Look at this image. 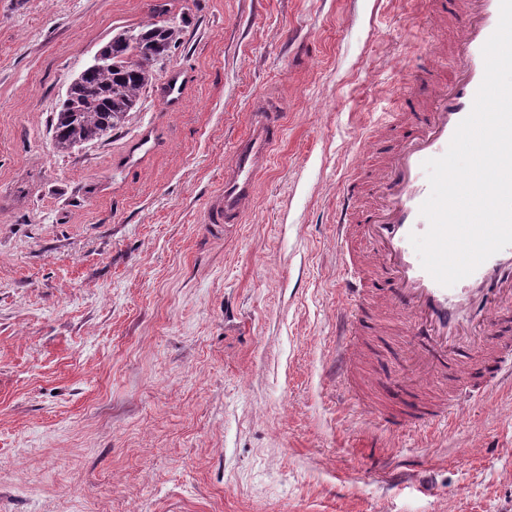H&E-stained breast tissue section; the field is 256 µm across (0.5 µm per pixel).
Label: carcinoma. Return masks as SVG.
Instances as JSON below:
<instances>
[{"label":"carcinoma","instance_id":"carcinoma-1","mask_svg":"<svg viewBox=\"0 0 512 512\" xmlns=\"http://www.w3.org/2000/svg\"><path fill=\"white\" fill-rule=\"evenodd\" d=\"M176 41L175 27L161 20L113 36L105 65L74 87L57 112L56 152L68 154L124 124L141 91L154 81L152 62Z\"/></svg>","mask_w":512,"mask_h":512}]
</instances>
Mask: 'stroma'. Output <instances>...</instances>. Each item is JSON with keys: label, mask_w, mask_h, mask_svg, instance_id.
Here are the masks:
<instances>
[{"label": "stroma", "mask_w": 512, "mask_h": 512, "mask_svg": "<svg viewBox=\"0 0 512 512\" xmlns=\"http://www.w3.org/2000/svg\"><path fill=\"white\" fill-rule=\"evenodd\" d=\"M156 0H0V512H512V388L433 433L372 417L406 377L367 309L336 380L344 180L381 166L429 53L418 0H168L175 48L127 121L61 155L55 115ZM193 80L177 109L157 83ZM283 135L240 224L204 211L257 95ZM144 162L124 163L144 128Z\"/></svg>", "instance_id": "1"}]
</instances>
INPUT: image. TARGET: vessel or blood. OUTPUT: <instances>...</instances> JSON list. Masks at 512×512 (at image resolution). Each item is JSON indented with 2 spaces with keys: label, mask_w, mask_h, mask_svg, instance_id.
<instances>
[{
  "label": "vessel or blood",
  "mask_w": 512,
  "mask_h": 512,
  "mask_svg": "<svg viewBox=\"0 0 512 512\" xmlns=\"http://www.w3.org/2000/svg\"><path fill=\"white\" fill-rule=\"evenodd\" d=\"M458 12L457 67L452 79H438L430 60H423L416 75L400 88L401 99L414 104L415 110L400 143L383 159L370 203L360 204L361 185L351 177L342 185L336 210L337 241H344L348 225H363L378 245L375 260L380 275L379 282L366 280L361 274L362 260L342 254L336 313L337 381L346 382L358 356L356 346L367 332L364 313L372 294H379L383 305L400 310L405 317L406 348L417 375L403 379L401 406L379 416V423L389 427L429 428L445 418L447 402L424 405L412 397L414 388L431 373H440L452 382L464 363L470 368L468 383L477 394L505 383L512 385V365L507 362L512 345L502 343L465 357L458 346L463 337L477 330L465 317L475 296L484 298L489 311L501 307L503 300H512V246L445 287L423 269L409 240L410 234L425 233L429 227L420 214V206L430 194L423 163L445 154L457 126L472 109L484 77L482 47L498 25L500 0H459ZM191 79V73L176 71L162 82L159 94L167 107L179 105ZM282 130L281 113L268 101L257 100L249 127L224 169V187L205 214L206 223L243 222L256 196L259 174Z\"/></svg>",
  "instance_id": "vessel-or-blood-1"
}]
</instances>
